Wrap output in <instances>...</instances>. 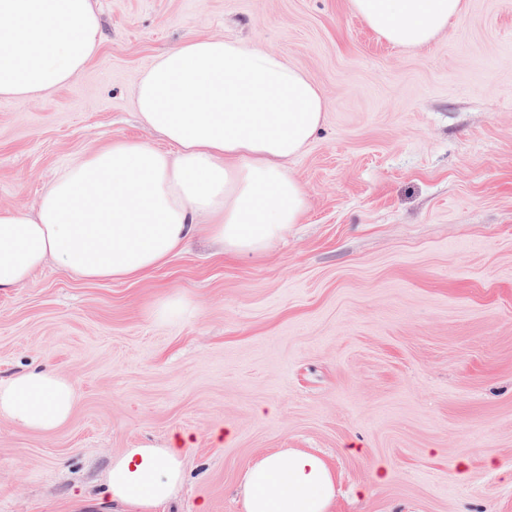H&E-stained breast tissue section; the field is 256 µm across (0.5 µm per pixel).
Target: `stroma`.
Listing matches in <instances>:
<instances>
[{"label":"stroma","instance_id":"1","mask_svg":"<svg viewBox=\"0 0 512 512\" xmlns=\"http://www.w3.org/2000/svg\"><path fill=\"white\" fill-rule=\"evenodd\" d=\"M101 46L63 87L0 97V207H32L115 139L164 148L138 78L189 38L303 70L326 119L288 163L308 195L265 254L207 232L165 265L84 280L47 262L0 291V378L48 366L69 421L0 418V512H95L112 459L188 434L157 512H243L258 458L336 474L333 512H512V0H464L430 44L390 45L350 0H95ZM169 297L184 320H156Z\"/></svg>","mask_w":512,"mask_h":512}]
</instances>
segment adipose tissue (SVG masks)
Instances as JSON below:
<instances>
[{
  "instance_id": "adipose-tissue-1",
  "label": "adipose tissue",
  "mask_w": 512,
  "mask_h": 512,
  "mask_svg": "<svg viewBox=\"0 0 512 512\" xmlns=\"http://www.w3.org/2000/svg\"><path fill=\"white\" fill-rule=\"evenodd\" d=\"M382 39L431 43L463 0H350ZM93 0H0V97L42 95L97 53ZM135 107L170 145L118 139L64 168L33 208H0V290L28 282L47 260L85 279L145 275L206 228L223 253L258 256L298 223L306 192L288 169L325 118L320 89L276 54L234 38L192 39L141 74ZM72 381L49 369L0 380V418L45 432L68 421ZM187 436L124 449L107 491L126 512H153L183 480ZM244 512H331L336 479L296 449L257 459L243 481Z\"/></svg>"
}]
</instances>
